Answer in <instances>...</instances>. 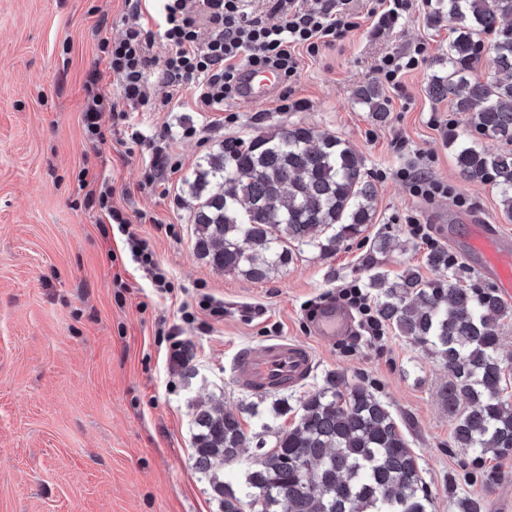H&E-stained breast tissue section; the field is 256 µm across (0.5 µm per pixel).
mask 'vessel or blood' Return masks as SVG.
I'll return each instance as SVG.
<instances>
[{"label": "vessel or blood", "mask_w": 512, "mask_h": 512, "mask_svg": "<svg viewBox=\"0 0 512 512\" xmlns=\"http://www.w3.org/2000/svg\"><path fill=\"white\" fill-rule=\"evenodd\" d=\"M239 99L257 104L271 99L281 78L277 71L243 66ZM467 255L478 258L479 271L490 276L504 294H512V240L499 235L491 226L472 224L463 239ZM349 318L336 307H326L316 327V335L325 342L345 334ZM311 351L294 341L275 338L266 344L240 349L232 364V379L249 393L285 390L305 381L311 374Z\"/></svg>", "instance_id": "vessel-or-blood-1"}]
</instances>
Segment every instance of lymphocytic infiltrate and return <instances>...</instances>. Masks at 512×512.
I'll return each mask as SVG.
<instances>
[{
  "label": "lymphocytic infiltrate",
  "mask_w": 512,
  "mask_h": 512,
  "mask_svg": "<svg viewBox=\"0 0 512 512\" xmlns=\"http://www.w3.org/2000/svg\"><path fill=\"white\" fill-rule=\"evenodd\" d=\"M158 26L169 46L157 56L151 30L140 22L141 9L133 7L131 23L122 38L101 39L99 50L108 62L115 85L103 90L99 74H91L85 85L84 133L89 142L103 139V114L123 123L130 142L139 144L145 135L131 118L132 112H153L173 103L174 91L184 85L194 90L201 112H219L226 100L236 98L242 65L273 68L283 83H290L299 69L298 49L318 53L320 47L343 40L359 28V18L350 12L348 0H266L277 21L267 24L251 18L249 0H157ZM170 91L161 98L151 95L154 82ZM113 188L107 177H99L87 195V203L115 226L126 244L130 260L149 281L154 292L171 293L168 272L154 258L147 239L126 215L112 204ZM339 298L358 316L354 340L383 338L385 328L358 283H350Z\"/></svg>",
  "instance_id": "f902f5d3"
}]
</instances>
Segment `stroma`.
<instances>
[{
	"mask_svg": "<svg viewBox=\"0 0 512 512\" xmlns=\"http://www.w3.org/2000/svg\"><path fill=\"white\" fill-rule=\"evenodd\" d=\"M130 0H0V512H221L208 479L194 465L195 410L221 403L248 434L262 423L291 427L301 399L328 373L361 385L389 405L432 494V512H458L463 496L484 512H512V456L475 457L456 447L448 410L447 369L397 330L347 349L344 339L315 338L312 303L375 270L393 274L426 263L431 246L457 260L455 281L492 288L476 258L460 247L463 220L476 218L512 237V217L491 184L462 178L444 133H469L466 114L430 97L428 84L447 53L448 30L432 26L421 0L391 32L361 26L345 40L302 55L291 83L301 109L277 111V99L249 106L227 101L200 112L190 89L159 112H139L147 140L130 143L125 127L103 116V141H87L85 83L111 82L99 37L119 38ZM426 42L428 54L386 84L376 64L385 54ZM381 85L389 117L373 120L354 91ZM198 127L195 137L181 135ZM291 125L334 135L360 156L377 188L374 218L357 240L329 258L304 249L269 280L212 267L194 251L196 201L185 179L228 137L248 139ZM166 138L182 166L166 174L167 193L140 191L151 144ZM425 163L450 192L415 196L402 169ZM109 175L112 204L141 227L173 292L158 296L128 258L121 236H104L101 213L87 207L84 173ZM415 212L433 245L404 222ZM392 238L371 254L372 239ZM203 291L224 301L216 319L194 303ZM177 325L188 361L172 359L161 324ZM275 337L308 345L314 370L301 385L252 394L233 382L236 353ZM290 414L274 415L277 397Z\"/></svg>",
	"mask_w": 512,
	"mask_h": 512,
	"instance_id": "1",
	"label": "stroma"
}]
</instances>
